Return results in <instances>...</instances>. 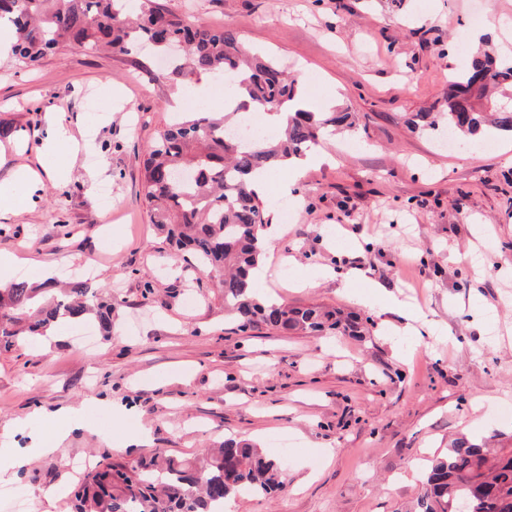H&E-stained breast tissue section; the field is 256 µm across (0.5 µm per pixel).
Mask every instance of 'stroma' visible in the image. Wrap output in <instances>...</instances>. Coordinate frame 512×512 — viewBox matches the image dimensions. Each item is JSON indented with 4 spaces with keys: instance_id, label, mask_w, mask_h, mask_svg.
Returning a JSON list of instances; mask_svg holds the SVG:
<instances>
[{
    "instance_id": "stroma-1",
    "label": "stroma",
    "mask_w": 512,
    "mask_h": 512,
    "mask_svg": "<svg viewBox=\"0 0 512 512\" xmlns=\"http://www.w3.org/2000/svg\"><path fill=\"white\" fill-rule=\"evenodd\" d=\"M208 26L233 24L251 48L302 77L313 111L328 99L352 131L323 140L291 195L262 200L281 233L262 264L261 293L291 306L337 308L363 336L240 332L223 294L175 256L142 192L145 151L179 112L180 84L145 81L137 63L62 46L31 69L0 59V183L38 166L48 113L68 139L29 204L0 210V253L32 283L94 269L112 304V338L77 341L70 324L0 349V435L21 453L0 487L24 488L32 512H71L73 459L174 458L247 440L284 460L285 491L239 495L233 512H415L423 467L450 440L512 432V134L474 148L444 144L449 59L467 68L489 11L512 0H160ZM466 53H459L460 39ZM96 110H89V103ZM482 258L487 271L472 266ZM328 269L315 278L317 269ZM378 284L370 305L357 295ZM403 302L389 307L390 296ZM426 320L405 330V308ZM84 406L57 452L62 409ZM145 430L147 443L114 450ZM291 442L289 455L272 444Z\"/></svg>"
}]
</instances>
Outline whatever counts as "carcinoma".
<instances>
[{"label": "carcinoma", "instance_id": "cac0c4a2", "mask_svg": "<svg viewBox=\"0 0 512 512\" xmlns=\"http://www.w3.org/2000/svg\"><path fill=\"white\" fill-rule=\"evenodd\" d=\"M0 0V22L15 29L7 57L30 68L62 45L108 48L122 59L150 44L185 45L170 75L187 83L208 74L235 80V112H186L159 132L146 149L143 195L154 223L169 244L188 254L203 274L224 288V303L237 330L261 325L301 333L361 336L355 320L316 305L292 307L267 301L255 285L265 252L257 237L265 208L251 188L257 174L304 157L338 128L351 129L350 112L286 113L270 137L227 134L253 107L278 108L298 97L300 78L278 62L243 49L231 24L211 28L170 13L157 0ZM512 133V61L485 54L458 72L448 89V127L473 137L484 127ZM190 175L179 182L174 172ZM24 280L0 288V345L10 348L46 335L63 318H98L104 340L112 338V304L99 300L87 280L67 283ZM281 467L250 443L228 439L203 458L154 456L125 466L107 462L71 491L74 512H224L233 493L270 496L283 488ZM420 512H512V436L476 440L462 435L429 468L418 499Z\"/></svg>", "mask_w": 512, "mask_h": 512}]
</instances>
